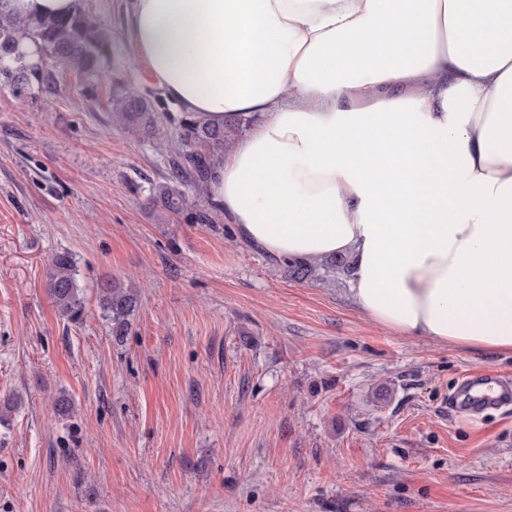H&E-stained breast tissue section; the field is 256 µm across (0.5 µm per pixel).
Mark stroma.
Returning a JSON list of instances; mask_svg holds the SVG:
<instances>
[{"mask_svg":"<svg viewBox=\"0 0 512 512\" xmlns=\"http://www.w3.org/2000/svg\"><path fill=\"white\" fill-rule=\"evenodd\" d=\"M82 3L109 36L95 93L51 60V89L0 88V399H20L0 422V512H512V409L448 407L472 370L512 380V353L399 336L346 271L298 281L222 213L153 209L183 114L136 63L133 0ZM130 88L156 137L113 125ZM61 253L76 323L46 288ZM110 280L139 294L120 341ZM46 286L61 316L73 321L84 314L82 291L77 283L74 261L69 254L56 255L48 264Z\"/></svg>","mask_w":512,"mask_h":512,"instance_id":"1","label":"stroma"}]
</instances>
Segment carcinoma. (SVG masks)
<instances>
[{
    "mask_svg": "<svg viewBox=\"0 0 512 512\" xmlns=\"http://www.w3.org/2000/svg\"><path fill=\"white\" fill-rule=\"evenodd\" d=\"M33 44L38 61L33 63L25 44ZM106 37L93 18L77 3L72 14L64 18L28 19L8 10H0V88L16 98H25L34 87L49 83L51 73L43 66L48 58L59 62L81 76L86 88L93 92L101 78L100 58ZM113 122L137 135L154 136L159 116L149 100L135 91L111 99ZM180 143L170 153L175 155L170 180L150 187V199L163 211L185 215L192 221L208 222L210 215L189 211L183 187L190 186L201 195L213 176L216 161L224 152L230 131L185 116ZM297 280L316 276L317 265L297 261L289 265ZM46 286L61 316L73 321L85 311L81 288L76 279L72 257L55 256L46 269ZM101 308L111 325L112 336L123 339L130 330L131 318L138 308V294L131 288L106 283L100 289Z\"/></svg>",
    "mask_w": 512,
    "mask_h": 512,
    "instance_id": "obj_1",
    "label": "carcinoma"
}]
</instances>
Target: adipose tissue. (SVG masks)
Here are the masks:
<instances>
[{
	"label": "adipose tissue",
	"instance_id": "obj_1",
	"mask_svg": "<svg viewBox=\"0 0 512 512\" xmlns=\"http://www.w3.org/2000/svg\"><path fill=\"white\" fill-rule=\"evenodd\" d=\"M163 96L247 124L211 200L282 262L345 258L376 325L512 352V0H134Z\"/></svg>",
	"mask_w": 512,
	"mask_h": 512
}]
</instances>
